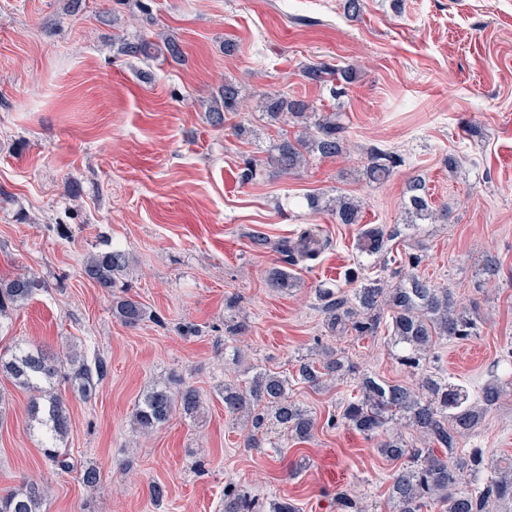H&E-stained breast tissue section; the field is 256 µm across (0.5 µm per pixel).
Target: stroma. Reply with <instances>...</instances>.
Returning <instances> with one entry per match:
<instances>
[{"instance_id":"1","label":"stroma","mask_w":512,"mask_h":512,"mask_svg":"<svg viewBox=\"0 0 512 512\" xmlns=\"http://www.w3.org/2000/svg\"><path fill=\"white\" fill-rule=\"evenodd\" d=\"M135 35L176 37L184 64L118 54L113 39ZM321 61L357 66L342 108L359 149L280 176L265 165L268 150L298 130L270 121L261 96L285 89L329 107L327 89L302 75ZM227 80L252 95L246 111L225 113L215 127L206 109ZM241 124L248 132L239 137ZM371 147L403 159L387 183L363 176ZM246 158L264 165L249 183L240 178ZM415 175L451 215L393 241V251L419 247L417 274L452 288L480 317V335L440 341L433 365L473 390L491 379L505 385L466 444L512 462V0H363L354 18L342 0H86L76 13L67 0H0V278L30 273L42 282L0 321V352L73 350L106 365L91 398L56 387L69 412L60 446L70 471L45 456L29 392L0 379V492L34 478L46 490L44 512H220L233 481L266 500L288 497L301 512H336L337 491L349 488L370 512H390L395 462L339 419L355 380L293 385L291 398L313 412L317 431L277 453L269 434L246 447L244 422L225 412L220 391L259 369L295 373L324 346L361 372L415 383L386 331L327 336L315 293L347 285L359 264L392 283L403 268L361 254L357 225L302 204L309 194L353 195L363 223L389 227L401 223ZM306 230L329 245L291 266L296 285L281 292L268 281L279 254L251 237L278 242ZM108 246L132 256L129 293L153 314L138 327L113 318L111 296L81 273L87 256ZM488 254L502 272L484 287L476 270ZM232 296L248 323L239 336L224 327ZM186 325L197 334L184 335ZM168 379L199 391L200 417L176 413L135 431L139 397ZM89 465L100 472L93 487L80 479Z\"/></svg>"}]
</instances>
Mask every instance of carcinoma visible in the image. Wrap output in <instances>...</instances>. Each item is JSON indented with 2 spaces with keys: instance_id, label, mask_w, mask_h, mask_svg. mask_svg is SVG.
Listing matches in <instances>:
<instances>
[{
  "instance_id": "obj_1",
  "label": "carcinoma",
  "mask_w": 512,
  "mask_h": 512,
  "mask_svg": "<svg viewBox=\"0 0 512 512\" xmlns=\"http://www.w3.org/2000/svg\"><path fill=\"white\" fill-rule=\"evenodd\" d=\"M117 45L123 56L146 60L161 57L176 64L183 60L181 45L172 37L164 38L160 44L142 36L121 38ZM302 73L308 82L329 87L331 98L338 100L347 95L356 69L352 64L337 68L320 62L304 65ZM246 98L241 84L224 82L207 109L212 122L220 124L224 113L242 111ZM262 107L271 118L285 114L303 128L297 137H283L270 149L267 164L280 175L297 173L312 154L336 158L350 147L346 117L340 110L323 111L283 90L265 96ZM366 155L368 181L381 184L393 177L399 163L393 153L373 147ZM305 201L313 212L331 210L339 224L361 223L362 203L356 198L340 196L324 203L321 198L308 195ZM404 213L406 223L389 229L379 224L364 225L359 233L360 251L382 256L388 252V242L407 230H416L421 224L448 222V207L433 208L426 182L420 177L411 178L406 185ZM328 245V240L310 230L294 242L277 243L275 251L281 255L283 265L269 272L272 286L291 290L295 283L287 265L314 260ZM421 261L419 254H405L404 264L410 272L391 286L375 278L361 282L350 293L339 288L317 291L329 336H372L381 324H386L392 344L398 347V363L421 372L415 384L391 383L360 374L352 362L328 347L320 350L319 357L301 363L298 377L314 388L345 376L358 379V394L343 405L341 419L368 439L380 438L377 449L382 456L403 461L388 487L393 512H428L438 504L445 507V512H505L512 507V464L500 466L481 448L461 449L463 439L474 434L486 414L499 404L503 387L493 379L473 396L467 388L449 382L445 375L422 368L423 361L433 356L437 340H466L480 335L481 330L477 316L458 305L452 289L436 286L413 273ZM129 266L128 253L113 247L90 254L83 274L99 287L113 290L120 287ZM500 269L497 257L486 256L479 269L481 281H496ZM39 286L40 281L32 274L0 279V319L23 306ZM112 316L135 327L151 318V313L121 291L112 293ZM103 373V363L91 365L76 355L50 358L40 350L20 347L8 356L0 354V375L32 393L30 419L40 427L46 457L61 469L70 468L57 446L68 430L69 418L64 403L52 395L58 376L65 377L71 388L87 399L95 389L94 377ZM290 386L286 375L257 370L242 383L224 384V410L245 418L252 437L260 430L275 428L293 442H306L313 438L317 421L308 409L290 399ZM200 407L197 390L185 387L174 392L166 384L157 385L138 399L131 424L135 430L148 433L176 410L194 416ZM398 423L411 427L418 441L408 444L397 435H384L388 426ZM44 495L38 483L24 482L18 489L0 493V512H42ZM336 505L340 512H366L358 497L346 490L336 493ZM224 512H299V508L286 499L265 503L229 482L224 486Z\"/></svg>"
}]
</instances>
